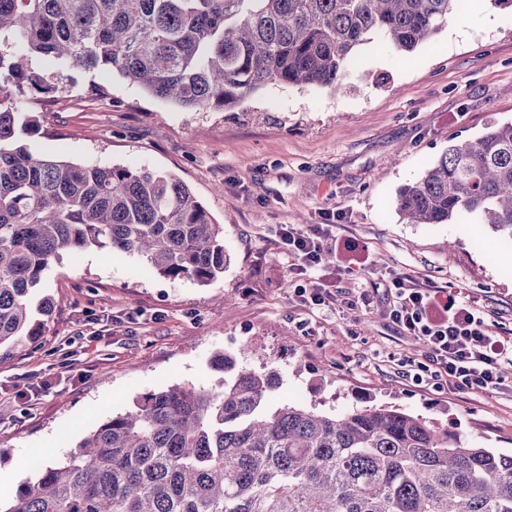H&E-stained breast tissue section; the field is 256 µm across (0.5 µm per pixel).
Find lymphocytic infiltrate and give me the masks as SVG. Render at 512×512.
Wrapping results in <instances>:
<instances>
[{"instance_id":"1","label":"lymphocytic infiltrate","mask_w":512,"mask_h":512,"mask_svg":"<svg viewBox=\"0 0 512 512\" xmlns=\"http://www.w3.org/2000/svg\"><path fill=\"white\" fill-rule=\"evenodd\" d=\"M331 234L328 224L310 229L286 224L279 232L280 247L292 261L291 272L303 279L296 292L315 308L335 301L313 275ZM389 293V318L400 331L423 341L437 375L447 376L449 384L461 389L500 387L503 365H512V336L497 331L485 311L458 293L441 294L408 274L394 276Z\"/></svg>"}]
</instances>
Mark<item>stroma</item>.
Segmentation results:
<instances>
[{"label": "stroma", "mask_w": 512, "mask_h": 512, "mask_svg": "<svg viewBox=\"0 0 512 512\" xmlns=\"http://www.w3.org/2000/svg\"><path fill=\"white\" fill-rule=\"evenodd\" d=\"M345 84L267 87L244 101L245 120L181 111L108 70L27 100L40 125L21 138L30 151L176 176L223 227L231 262L207 285L95 247L52 263V316L26 356L0 360V472L14 485L137 396L219 387L223 353L275 370L272 403L397 405L512 453V366L501 389L451 388L426 371V346L386 315L390 275L409 273L461 290L512 333V242L484 224H407L396 211L399 188L448 145L512 122V12L462 0L414 53L377 38L358 46ZM336 211L332 260L315 276L338 302L314 309L289 286L278 232Z\"/></svg>", "instance_id": "35a3bbf8"}]
</instances>
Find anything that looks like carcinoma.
<instances>
[{"label": "carcinoma", "mask_w": 512, "mask_h": 512, "mask_svg": "<svg viewBox=\"0 0 512 512\" xmlns=\"http://www.w3.org/2000/svg\"><path fill=\"white\" fill-rule=\"evenodd\" d=\"M459 0H0V358L50 317L43 276L95 246L209 283L224 230L172 174L36 154L17 101L112 69L186 112L238 108L271 85L345 90L354 49L378 36L412 52ZM50 59L45 75L36 60ZM408 224L458 215L512 242V123L451 144L400 188ZM222 389L174 384L94 424L3 512H512V453L395 405L270 407L273 371L217 360Z\"/></svg>", "instance_id": "cac0c4a2"}]
</instances>
